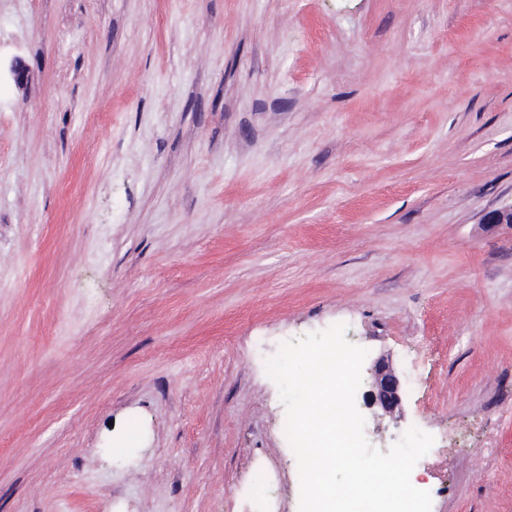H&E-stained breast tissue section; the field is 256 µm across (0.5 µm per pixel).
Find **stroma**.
I'll list each match as a JSON object with an SVG mask.
<instances>
[{
  "label": "stroma",
  "mask_w": 512,
  "mask_h": 512,
  "mask_svg": "<svg viewBox=\"0 0 512 512\" xmlns=\"http://www.w3.org/2000/svg\"><path fill=\"white\" fill-rule=\"evenodd\" d=\"M508 207L512 0H0V512H298L265 360L337 323L512 512Z\"/></svg>",
  "instance_id": "35a3bbf8"
}]
</instances>
